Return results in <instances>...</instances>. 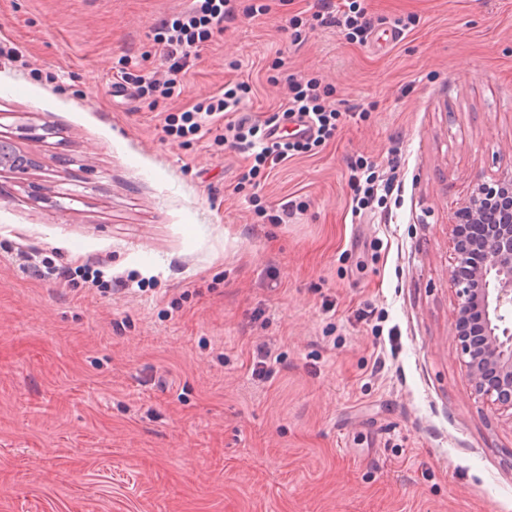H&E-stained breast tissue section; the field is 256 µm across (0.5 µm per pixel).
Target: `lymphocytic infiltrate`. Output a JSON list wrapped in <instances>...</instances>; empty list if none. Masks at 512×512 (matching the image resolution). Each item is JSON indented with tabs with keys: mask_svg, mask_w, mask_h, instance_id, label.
Listing matches in <instances>:
<instances>
[{
	"mask_svg": "<svg viewBox=\"0 0 512 512\" xmlns=\"http://www.w3.org/2000/svg\"><path fill=\"white\" fill-rule=\"evenodd\" d=\"M233 8L231 0H201L198 7L186 13L181 19L163 25L159 40L164 45L167 75L162 79H147L134 74H126L127 83L133 84L138 93H158L168 98L174 95L178 76L192 60L198 58L201 48L214 33L223 31L225 20L229 19ZM290 95L285 103L283 115L301 113L307 115L315 126V134L309 139L288 140L275 136L272 123H257L241 105L245 84L239 83L225 89L222 96L213 98L205 110L183 112L179 123L167 124V132L179 134L199 132L209 118L217 114L227 115L224 126L225 136L231 137L236 146L253 156L257 166L287 159L289 153L306 152L316 144L335 137L339 111L327 100L317 78L287 76ZM349 182L355 189L353 213L362 210L376 198L377 194H391L393 178H381L373 163L357 160L350 166Z\"/></svg>",
	"mask_w": 512,
	"mask_h": 512,
	"instance_id": "obj_1",
	"label": "lymphocytic infiltrate"
}]
</instances>
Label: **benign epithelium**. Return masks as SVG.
<instances>
[{"label": "benign epithelium", "mask_w": 512, "mask_h": 512, "mask_svg": "<svg viewBox=\"0 0 512 512\" xmlns=\"http://www.w3.org/2000/svg\"><path fill=\"white\" fill-rule=\"evenodd\" d=\"M482 225V238L463 248L452 225L457 287L454 338L470 381L503 409L512 410V164L493 183L475 187L457 218Z\"/></svg>", "instance_id": "benign-epithelium-1"}]
</instances>
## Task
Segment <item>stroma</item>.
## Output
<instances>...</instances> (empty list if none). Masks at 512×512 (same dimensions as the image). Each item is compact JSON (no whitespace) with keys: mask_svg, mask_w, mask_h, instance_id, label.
Wrapping results in <instances>:
<instances>
[{"mask_svg":"<svg viewBox=\"0 0 512 512\" xmlns=\"http://www.w3.org/2000/svg\"><path fill=\"white\" fill-rule=\"evenodd\" d=\"M253 2L162 99L118 87L164 76L195 0H0V139L39 162L0 166V512H512V412L468 379L449 278L512 158V0H357L363 43ZM290 74L338 131L252 181L223 120L163 130L228 81L276 116ZM359 158L399 189L355 218Z\"/></svg>","mask_w":512,"mask_h":512,"instance_id":"obj_1","label":"stroma"}]
</instances>
